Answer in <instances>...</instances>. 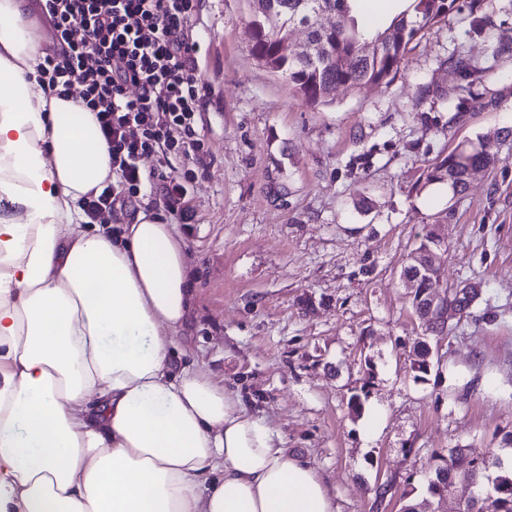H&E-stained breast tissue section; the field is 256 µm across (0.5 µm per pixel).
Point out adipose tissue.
<instances>
[{"instance_id":"ef3b65f1","label":"adipose tissue","mask_w":512,"mask_h":512,"mask_svg":"<svg viewBox=\"0 0 512 512\" xmlns=\"http://www.w3.org/2000/svg\"><path fill=\"white\" fill-rule=\"evenodd\" d=\"M42 40L0 0V512H336L238 392L175 366L185 243L149 211L89 225L109 149Z\"/></svg>"}]
</instances>
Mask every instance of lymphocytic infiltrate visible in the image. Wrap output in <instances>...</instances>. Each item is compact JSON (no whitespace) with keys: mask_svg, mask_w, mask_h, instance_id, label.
Masks as SVG:
<instances>
[{"mask_svg":"<svg viewBox=\"0 0 512 512\" xmlns=\"http://www.w3.org/2000/svg\"><path fill=\"white\" fill-rule=\"evenodd\" d=\"M195 0H41L60 55H46L40 78L78 90L109 145L115 182L84 201L92 223L155 187L154 204L189 220L186 180L155 182L140 162L169 153L191 156L204 143L195 131L203 84L193 64L188 22Z\"/></svg>","mask_w":512,"mask_h":512,"instance_id":"f902f5d3","label":"lymphocytic infiltrate"}]
</instances>
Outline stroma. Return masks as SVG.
<instances>
[{"instance_id":"obj_1","label":"stroma","mask_w":512,"mask_h":512,"mask_svg":"<svg viewBox=\"0 0 512 512\" xmlns=\"http://www.w3.org/2000/svg\"><path fill=\"white\" fill-rule=\"evenodd\" d=\"M489 13L493 38L451 12L411 41L394 78L319 106L252 57L247 0H195L205 148L161 168L190 178V223L165 218L192 272L178 342L312 462L336 512H377L386 480L378 512H464L458 492L430 501L431 455L463 447V474L512 435V0ZM459 54L478 81L450 66ZM482 136L496 161L463 194L426 183ZM429 230L448 240L440 288L481 289L441 339L425 337L402 274ZM423 337L438 361L420 380Z\"/></svg>"}]
</instances>
